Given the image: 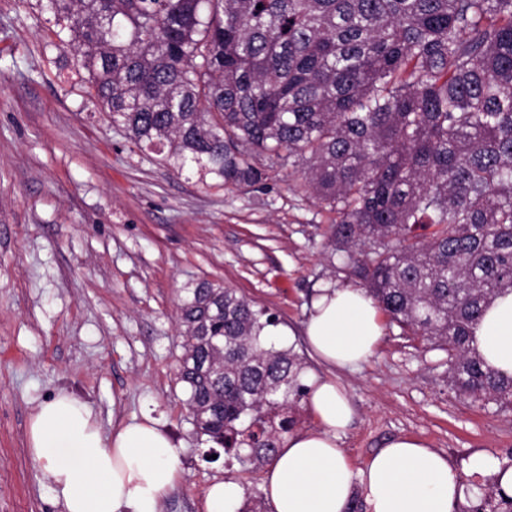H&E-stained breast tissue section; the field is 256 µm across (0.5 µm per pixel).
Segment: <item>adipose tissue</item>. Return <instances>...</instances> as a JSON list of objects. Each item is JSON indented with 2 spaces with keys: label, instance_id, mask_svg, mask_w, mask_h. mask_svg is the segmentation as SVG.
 <instances>
[{
  "label": "adipose tissue",
  "instance_id": "ef3b65f1",
  "mask_svg": "<svg viewBox=\"0 0 512 512\" xmlns=\"http://www.w3.org/2000/svg\"><path fill=\"white\" fill-rule=\"evenodd\" d=\"M305 339L324 364L365 363L383 336L378 305L361 288H321L305 324ZM473 345L492 372L512 377V293L497 296L473 329ZM316 427L284 437L263 476L270 512H345L360 494L366 512H454L473 496L476 479L492 475L512 497V466L491 455L473 457L459 473L446 456L419 439L390 440L360 467L339 440L353 405L333 379L308 383ZM27 446L40 461L63 512H160L182 472L178 449L151 417L104 433L92 407L67 393L31 415Z\"/></svg>",
  "mask_w": 512,
  "mask_h": 512
}]
</instances>
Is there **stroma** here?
I'll return each mask as SVG.
<instances>
[{
    "instance_id": "stroma-1",
    "label": "stroma",
    "mask_w": 512,
    "mask_h": 512,
    "mask_svg": "<svg viewBox=\"0 0 512 512\" xmlns=\"http://www.w3.org/2000/svg\"><path fill=\"white\" fill-rule=\"evenodd\" d=\"M54 31L41 0H0V512H62L26 438L62 392L107 433L158 421L183 461L162 512H203L217 480L263 499L262 469L204 457L177 375L178 307L202 280L237 289L276 315L307 377L327 376L303 324L318 288L359 284L324 236L333 215L284 170L269 190L231 193L157 163L86 103V73ZM445 360L388 321L368 362L332 373L355 408L350 460L413 436L459 468L482 453L512 464V408L450 390Z\"/></svg>"
}]
</instances>
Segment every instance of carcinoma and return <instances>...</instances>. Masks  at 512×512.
I'll use <instances>...</instances> for the list:
<instances>
[{
	"label": "carcinoma",
	"mask_w": 512,
	"mask_h": 512,
	"mask_svg": "<svg viewBox=\"0 0 512 512\" xmlns=\"http://www.w3.org/2000/svg\"><path fill=\"white\" fill-rule=\"evenodd\" d=\"M262 8H257V5ZM83 93L209 187L286 169L391 320L448 356V387L512 408L472 329L512 290V0H46ZM196 434L254 466L306 396L276 319L202 281L179 307Z\"/></svg>",
	"instance_id": "carcinoma-1"
}]
</instances>
